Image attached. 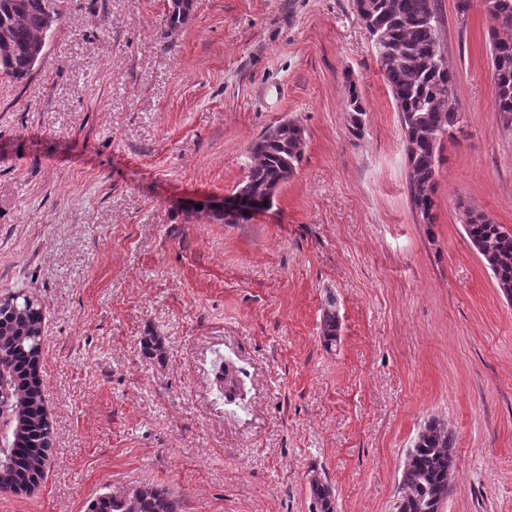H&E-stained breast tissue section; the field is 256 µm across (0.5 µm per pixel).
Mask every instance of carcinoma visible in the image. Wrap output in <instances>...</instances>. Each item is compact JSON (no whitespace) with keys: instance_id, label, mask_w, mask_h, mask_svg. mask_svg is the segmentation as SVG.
<instances>
[{"instance_id":"1","label":"carcinoma","mask_w":512,"mask_h":512,"mask_svg":"<svg viewBox=\"0 0 512 512\" xmlns=\"http://www.w3.org/2000/svg\"><path fill=\"white\" fill-rule=\"evenodd\" d=\"M489 31L491 77L495 108L512 121V0H496ZM194 0H169L166 23L176 30L193 10ZM366 27L382 35L390 53L380 71L396 105L410 164L409 192L422 223H435L433 196L444 139L462 131L464 115L457 99L455 72L439 39L440 18L434 0H354ZM58 24L46 0H0V78L20 82L42 60L46 40ZM346 109L359 122L364 115L356 85L348 86ZM306 148L305 132L286 120L252 141V162L237 190L248 193L269 209L279 188L294 175ZM466 214L465 235L498 289H512V227L497 224L486 214L458 202ZM187 216L209 224H237L239 219L220 210L193 209ZM42 313L37 303L21 294L16 302H0V423L6 427L0 447V486L31 493L42 479L50 425L43 410L40 358ZM340 331L336 298L328 296L321 322L322 342L330 348ZM241 370L224 363L218 380L224 398L241 391ZM454 443L448 427L433 419L425 424L407 452L396 512H441L454 467ZM312 512H335V494L319 479L310 482ZM87 512H183L182 499L161 485H142L129 491L102 493Z\"/></svg>"}]
</instances>
